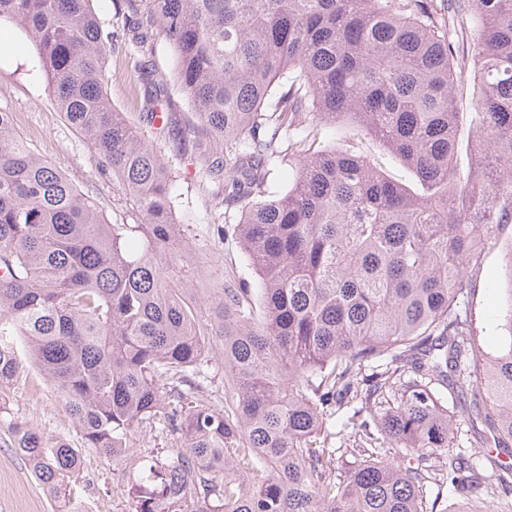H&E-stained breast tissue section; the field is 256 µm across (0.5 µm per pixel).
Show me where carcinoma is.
<instances>
[{
    "mask_svg": "<svg viewBox=\"0 0 512 512\" xmlns=\"http://www.w3.org/2000/svg\"><path fill=\"white\" fill-rule=\"evenodd\" d=\"M92 2L0 0V20L34 44L59 112L138 222L107 223L0 110V386L22 368L21 343L82 447L127 461L137 432L182 438L150 476L175 512H427V490L446 482L461 510L439 512L511 499L499 455L512 456V263L494 353L467 272L479 241L512 224V0L445 13L429 0H129L135 48L149 51L157 27L169 41L195 145L224 175V223L259 277L256 290L214 289L206 314L169 276L177 179L107 96L115 43ZM139 80L152 123L164 84L147 64ZM469 80L463 177L455 101ZM347 121L420 189L337 147ZM285 166L292 182L271 190ZM214 342L222 408L192 396ZM351 403L371 421L333 448L328 419ZM11 446L53 498L72 497L76 448L18 419ZM479 447L497 455L466 452Z\"/></svg>",
    "mask_w": 512,
    "mask_h": 512,
    "instance_id": "1",
    "label": "carcinoma"
}]
</instances>
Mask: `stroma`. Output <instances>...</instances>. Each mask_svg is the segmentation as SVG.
Returning a JSON list of instances; mask_svg holds the SVG:
<instances>
[{
  "instance_id": "stroma-1",
  "label": "stroma",
  "mask_w": 512,
  "mask_h": 512,
  "mask_svg": "<svg viewBox=\"0 0 512 512\" xmlns=\"http://www.w3.org/2000/svg\"><path fill=\"white\" fill-rule=\"evenodd\" d=\"M105 30L114 33L118 49L106 64L105 89L113 105L124 112L141 136L177 175L174 212L185 241L170 273L186 279L199 295L222 287L228 280H244L258 287V277L243 253L233 230L224 239L214 238L211 224L224 220V201L218 180L205 174L206 157L199 151L182 150L178 141L156 137L140 111L141 84L137 68L150 61L155 74L168 78L171 53L163 33L154 36L150 57L130 45L126 0H94ZM0 110L14 113L16 125L31 148L65 174L73 184L99 203L111 224H129L135 206L111 176L103 175L102 163L93 146L64 119L53 104L38 56L24 36L9 24L0 25ZM512 243V224L503 228L497 241L484 249L483 266L473 280L470 304L477 331L486 351L502 342L499 327L501 293L496 284L503 252ZM0 402L9 408L0 418V512H58L34 476L28 462L9 447V424L21 418L44 435L78 446L83 460V486L73 507L88 506L89 512H116V502L125 498L133 467L81 445L78 428L60 402L53 386L33 366L24 369L9 384L0 386Z\"/></svg>"
}]
</instances>
